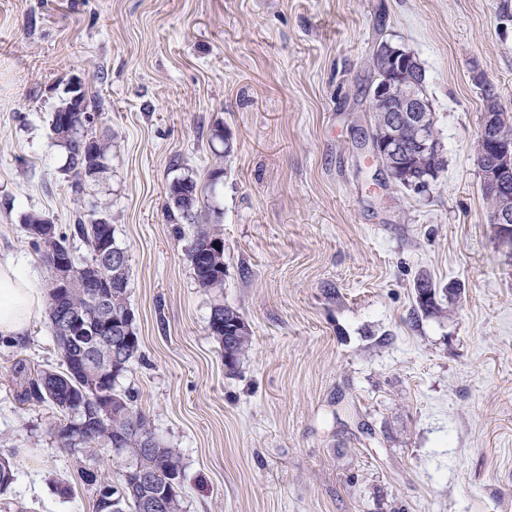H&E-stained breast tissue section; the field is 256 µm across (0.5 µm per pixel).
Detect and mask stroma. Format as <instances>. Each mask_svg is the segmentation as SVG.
<instances>
[{
    "label": "stroma",
    "instance_id": "1",
    "mask_svg": "<svg viewBox=\"0 0 512 512\" xmlns=\"http://www.w3.org/2000/svg\"><path fill=\"white\" fill-rule=\"evenodd\" d=\"M385 40L426 70L446 166L420 193L362 145ZM75 80L112 141L82 202L109 205L146 358L121 384L180 453L182 512H512V254L475 152L484 88L512 107V0H0V257L41 289L22 218L73 221L49 119ZM186 176L215 189L224 301L252 332L231 372L165 212ZM422 272L461 285L447 313L414 315ZM20 360L58 362L45 318L0 337L5 498L94 512L77 469L112 456L52 447Z\"/></svg>",
    "mask_w": 512,
    "mask_h": 512
}]
</instances>
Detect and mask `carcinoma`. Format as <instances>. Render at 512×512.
Instances as JSON below:
<instances>
[{
  "mask_svg": "<svg viewBox=\"0 0 512 512\" xmlns=\"http://www.w3.org/2000/svg\"><path fill=\"white\" fill-rule=\"evenodd\" d=\"M406 76H395L396 92L414 89L428 100L425 69ZM495 128L503 138L512 140V114L491 113ZM103 120L96 97L85 86L67 89L51 113L50 131L55 145L66 153L65 172L76 195L83 193L86 181L96 179L109 169L111 142L93 135ZM433 144L425 158L427 166L443 171L445 159L436 123L429 126ZM87 152L96 174L82 179L76 173L78 159ZM168 221L176 232L187 237L186 259L199 286L220 292L224 288V234L221 212L198 190L191 179L169 184L165 207ZM107 206L88 212L77 211L74 223L62 228L39 213H28L22 224L30 245L43 265L56 255L70 257L74 271L68 283L47 284L46 314L55 337L62 363L58 368L31 370L18 361L16 374L23 382V397L46 403L61 418L50 424L49 437L54 447L76 457L88 448H103L121 463L116 479L94 467L84 466L80 481L93 493L95 512H180L182 460L178 451L168 447L157 435L149 415L137 404L133 392L121 387L120 380L132 362L143 360L141 341L136 332V316L129 302V267L115 269L102 260L100 244L118 248L114 228L107 217ZM190 225L185 235L184 225ZM82 240L85 257L75 255L70 241ZM414 313L425 315L445 312L443 299L459 293L457 288L439 289L422 272L413 284ZM79 320L86 333L67 338L61 331L62 320ZM130 325L132 341L120 347L123 367L103 381L93 370L112 359V338L100 335L103 317ZM209 334L220 344L227 370L233 371L252 344V335L241 312L220 297L213 300L208 319ZM15 452L0 454V495L14 481Z\"/></svg>",
  "mask_w": 512,
  "mask_h": 512,
  "instance_id": "carcinoma-1",
  "label": "carcinoma"
}]
</instances>
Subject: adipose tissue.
I'll return each instance as SVG.
<instances>
[{"mask_svg":"<svg viewBox=\"0 0 512 512\" xmlns=\"http://www.w3.org/2000/svg\"><path fill=\"white\" fill-rule=\"evenodd\" d=\"M43 304L40 288L11 260H0V335L26 336Z\"/></svg>","mask_w":512,"mask_h":512,"instance_id":"obj_1","label":"adipose tissue"}]
</instances>
